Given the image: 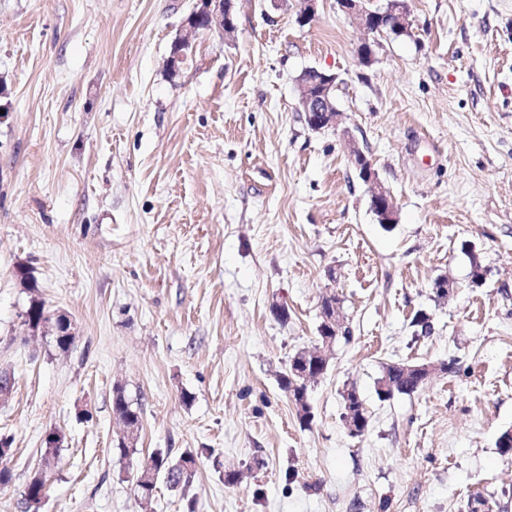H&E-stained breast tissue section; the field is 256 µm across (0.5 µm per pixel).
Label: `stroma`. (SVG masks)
<instances>
[{
	"label": "stroma",
	"mask_w": 512,
	"mask_h": 512,
	"mask_svg": "<svg viewBox=\"0 0 512 512\" xmlns=\"http://www.w3.org/2000/svg\"><path fill=\"white\" fill-rule=\"evenodd\" d=\"M407 4L408 34L365 66L336 0L306 26L300 0H235L234 39L203 32L173 74L193 0H0V512H23L52 430L40 512H512V0ZM309 67L339 78L336 129L297 110ZM352 140L392 191V230ZM329 291L353 336L309 386L304 427L279 378L319 343ZM34 297L69 316L67 351L24 326ZM393 362L454 369L382 400ZM118 385L142 413L130 452ZM204 448L187 490L140 503L152 453Z\"/></svg>",
	"instance_id": "obj_1"
}]
</instances>
